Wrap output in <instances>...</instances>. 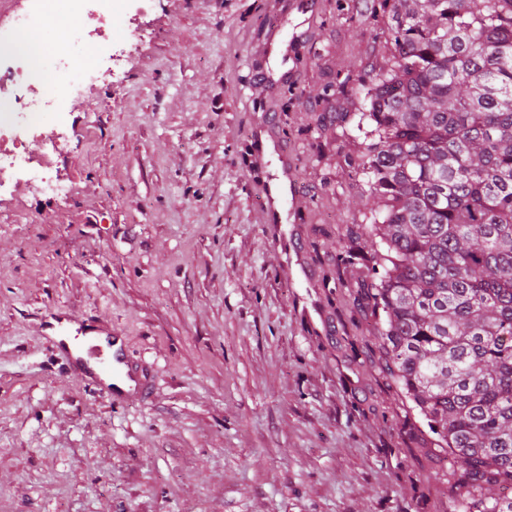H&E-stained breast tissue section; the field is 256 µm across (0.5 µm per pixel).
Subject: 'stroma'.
I'll return each mask as SVG.
<instances>
[{"mask_svg": "<svg viewBox=\"0 0 512 512\" xmlns=\"http://www.w3.org/2000/svg\"><path fill=\"white\" fill-rule=\"evenodd\" d=\"M293 2L154 0L115 93L61 119L72 194L0 189V512H449L353 302L336 88L392 50L379 0ZM292 25L282 88L268 47ZM282 151L293 253L262 220ZM52 309L111 321L151 397L101 395L42 335Z\"/></svg>", "mask_w": 512, "mask_h": 512, "instance_id": "stroma-1", "label": "stroma"}]
</instances>
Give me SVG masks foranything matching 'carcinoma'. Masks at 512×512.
<instances>
[{
    "label": "carcinoma",
    "mask_w": 512,
    "mask_h": 512,
    "mask_svg": "<svg viewBox=\"0 0 512 512\" xmlns=\"http://www.w3.org/2000/svg\"><path fill=\"white\" fill-rule=\"evenodd\" d=\"M356 123L381 371L437 436L450 512H512V0H381Z\"/></svg>",
    "instance_id": "1"
}]
</instances>
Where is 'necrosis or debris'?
<instances>
[{"label":"necrosis or debris","mask_w":512,"mask_h":512,"mask_svg":"<svg viewBox=\"0 0 512 512\" xmlns=\"http://www.w3.org/2000/svg\"><path fill=\"white\" fill-rule=\"evenodd\" d=\"M149 0H27L26 6L0 22V183L25 175L38 196H66L72 187L51 171L50 158L30 148L41 130L90 88L111 80L122 59L112 42V21L127 10L143 12ZM64 17L91 44V60L60 58L51 73L34 70L20 42L50 18Z\"/></svg>","instance_id":"1"}]
</instances>
